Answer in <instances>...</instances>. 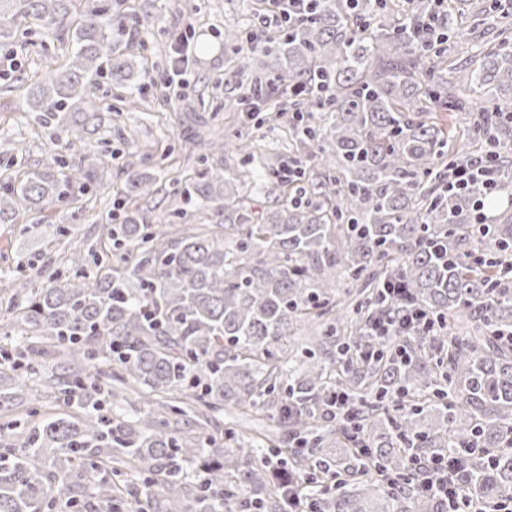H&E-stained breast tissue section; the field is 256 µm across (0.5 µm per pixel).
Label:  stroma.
Wrapping results in <instances>:
<instances>
[{"label": "stroma", "mask_w": 512, "mask_h": 512, "mask_svg": "<svg viewBox=\"0 0 512 512\" xmlns=\"http://www.w3.org/2000/svg\"><path fill=\"white\" fill-rule=\"evenodd\" d=\"M124 4L130 50L147 72L143 105L137 111L127 110L110 79H98L101 126L76 145H66L56 125L41 123L34 113L23 109L25 82L41 73L46 58L16 45H0V59L12 63L11 69L0 75V186L20 181L26 169L42 167L56 154L76 166L87 153H112L111 164L101 170L96 187L76 194L65 206L42 213L23 210L14 223H0V280L20 268L34 287L43 288L47 285L42 273L46 265L67 275L57 228L77 232L85 245L97 242L102 217L124 196L121 166L131 151H138L141 169L159 174L153 195L139 199L138 207L154 221L167 210L184 208L180 218L184 224L210 220L209 211L192 203L180 204L172 194L173 180H187L203 164L185 150L194 132L207 129L223 137L248 133L258 144L275 146L271 159L275 165L303 153L275 113H266L260 126L246 124L236 105L240 89L225 81L238 53L225 45L224 32L235 28L242 37H250L257 26V0H124ZM177 39L190 48L186 86L181 92L169 93L161 80L170 64L171 45ZM205 164L223 168L226 175L251 180L256 189L252 205L256 212L266 211L268 174L258 164L242 163L239 155L228 151L209 155ZM33 224L42 225V234H27V227Z\"/></svg>", "instance_id": "stroma-1"}]
</instances>
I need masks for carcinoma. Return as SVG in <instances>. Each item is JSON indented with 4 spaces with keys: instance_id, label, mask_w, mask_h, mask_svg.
<instances>
[{
    "instance_id": "1",
    "label": "carcinoma",
    "mask_w": 512,
    "mask_h": 512,
    "mask_svg": "<svg viewBox=\"0 0 512 512\" xmlns=\"http://www.w3.org/2000/svg\"><path fill=\"white\" fill-rule=\"evenodd\" d=\"M434 9L418 0L386 23L388 0H320L267 41L277 67L240 100L272 89L266 111L296 114L290 130L324 172L272 170L266 215L236 179L204 167L173 186L210 223L171 234L127 207L102 225L99 251L73 244L67 276L49 275L46 288L14 279L12 319L0 324V374L15 378L0 389V512H50L57 493L122 512L129 464L148 489L135 512H220L226 500L286 512L290 494L314 512H420L437 499L420 487L416 457L441 452L465 454L464 500L489 512L512 498V214L482 228L485 189L448 191L490 145L512 187V43L444 67L450 34L465 28L450 2L448 35L432 38L421 21ZM124 20L100 0H0V39L23 21L66 45L26 100L42 122L65 113L69 143L100 126L89 77L134 78L133 54L119 51ZM437 110L468 121L444 129ZM252 144L240 134L189 148H231L249 164ZM84 160L55 158L0 188V222L87 187L102 158ZM154 184L126 162L128 199ZM404 308L427 312L435 332L377 341L373 320ZM302 324L313 336L285 351ZM34 380L58 410L22 428L9 413L32 400ZM137 392L138 416L113 412ZM338 393L347 422L333 418ZM273 401L283 436L262 459L232 431L225 448L205 435L224 405L247 415ZM337 443L350 455L340 470L327 453Z\"/></svg>"
}]
</instances>
